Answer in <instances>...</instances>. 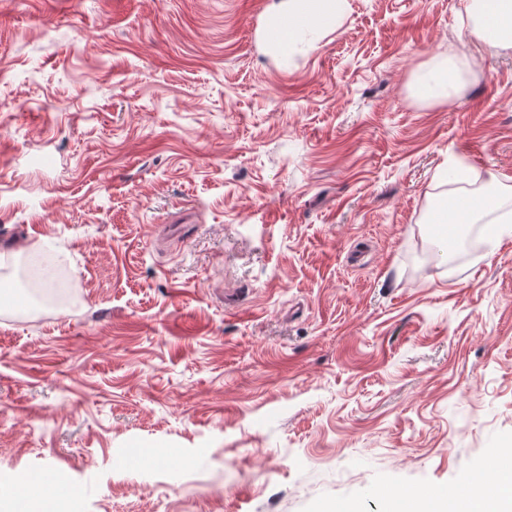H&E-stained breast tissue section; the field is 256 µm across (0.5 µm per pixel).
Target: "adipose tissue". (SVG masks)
<instances>
[{
    "instance_id": "ef3b65f1",
    "label": "adipose tissue",
    "mask_w": 512,
    "mask_h": 512,
    "mask_svg": "<svg viewBox=\"0 0 512 512\" xmlns=\"http://www.w3.org/2000/svg\"><path fill=\"white\" fill-rule=\"evenodd\" d=\"M346 0H273L265 13L262 41L267 51L288 48L302 33H322L332 29L343 13ZM475 23L469 30L478 42L508 48L512 46V0H471ZM492 216L499 224L512 223V211L502 209L493 194L463 195L451 207L436 206L429 223L473 224ZM77 499L76 494L50 496L37 480L0 487V507L6 512H64ZM398 512H512V487L497 483L486 486L480 500L471 491L457 496L413 495L400 498Z\"/></svg>"
}]
</instances>
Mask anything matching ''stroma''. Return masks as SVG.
<instances>
[{
    "mask_svg": "<svg viewBox=\"0 0 512 512\" xmlns=\"http://www.w3.org/2000/svg\"><path fill=\"white\" fill-rule=\"evenodd\" d=\"M269 3L0 0V486L384 512L498 482L512 235L427 215L491 172L512 209V47L463 0H347L272 54ZM443 59L459 92L421 98ZM44 246L71 304L13 271Z\"/></svg>",
    "mask_w": 512,
    "mask_h": 512,
    "instance_id": "1",
    "label": "stroma"
}]
</instances>
